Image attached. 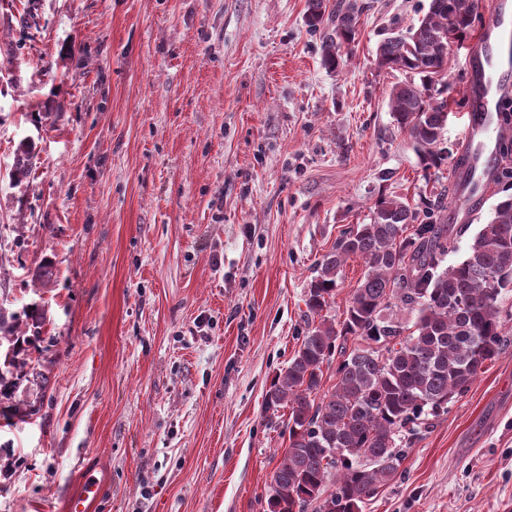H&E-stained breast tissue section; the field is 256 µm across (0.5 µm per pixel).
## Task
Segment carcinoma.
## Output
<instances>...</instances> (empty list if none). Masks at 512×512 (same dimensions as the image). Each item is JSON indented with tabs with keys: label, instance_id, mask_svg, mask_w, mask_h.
<instances>
[{
	"label": "carcinoma",
	"instance_id": "cac0c4a2",
	"mask_svg": "<svg viewBox=\"0 0 512 512\" xmlns=\"http://www.w3.org/2000/svg\"><path fill=\"white\" fill-rule=\"evenodd\" d=\"M368 8L362 0H309L311 28L336 23L323 43L326 68L342 67V47L355 40V19ZM479 10V0H430L418 25L392 30L377 48L378 68L407 74L393 87L389 109L426 172L450 154L448 46L466 37ZM31 168L32 148L23 143L9 171L12 184ZM448 249V225L419 219L399 197H383L370 223L342 232L317 263L306 299L313 322L265 398L268 410L288 409V448L271 477L269 512H363L403 460L402 432L447 412L500 354L501 295L512 288V195L496 204L467 254L441 271ZM352 256L365 271L338 327L326 310ZM393 307L415 314L409 334L384 316ZM24 315L22 321L0 306V398L39 376L24 345L44 314L33 306ZM350 336L368 347L347 350ZM336 355V383L325 391L323 366Z\"/></svg>",
	"mask_w": 512,
	"mask_h": 512
}]
</instances>
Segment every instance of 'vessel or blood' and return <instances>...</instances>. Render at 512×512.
<instances>
[{
	"label": "vessel or blood",
	"mask_w": 512,
	"mask_h": 512,
	"mask_svg": "<svg viewBox=\"0 0 512 512\" xmlns=\"http://www.w3.org/2000/svg\"><path fill=\"white\" fill-rule=\"evenodd\" d=\"M488 26L477 40L478 49L470 57L474 104L467 116L463 138L467 148L464 166L451 170L457 203L451 222H468L494 187L497 171L491 163V146L497 145V118L501 99L512 93V0H489L484 8ZM100 492L99 483L85 478L80 491L68 503V512H90Z\"/></svg>",
	"instance_id": "b4317fda"
}]
</instances>
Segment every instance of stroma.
<instances>
[{
  "label": "stroma",
  "instance_id": "stroma-1",
  "mask_svg": "<svg viewBox=\"0 0 512 512\" xmlns=\"http://www.w3.org/2000/svg\"><path fill=\"white\" fill-rule=\"evenodd\" d=\"M368 2L336 71L309 0H34L29 28L0 13V305L45 316L43 379L16 394L34 412L0 416V512H67L88 475L94 512H267L288 436L264 396L307 330L316 263L380 197L457 199L389 110L402 73L376 64L429 0ZM483 22L448 51L455 161ZM497 151L445 264L512 194V136ZM501 310L499 356L364 512H512V291ZM32 148L28 143H22L16 154L14 164L9 171V178L13 185H18L27 179L32 168Z\"/></svg>",
  "mask_w": 512,
  "mask_h": 512
}]
</instances>
